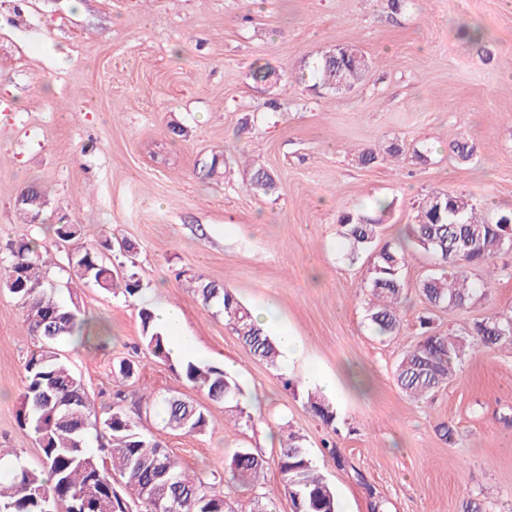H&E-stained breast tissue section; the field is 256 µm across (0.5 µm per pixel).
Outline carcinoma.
Wrapping results in <instances>:
<instances>
[{
    "instance_id": "1",
    "label": "carcinoma",
    "mask_w": 512,
    "mask_h": 512,
    "mask_svg": "<svg viewBox=\"0 0 512 512\" xmlns=\"http://www.w3.org/2000/svg\"><path fill=\"white\" fill-rule=\"evenodd\" d=\"M314 72L323 86L336 82L357 87L366 77L351 56L336 49L319 57ZM251 186L264 194L277 188L261 168L254 171ZM510 222L512 210L490 218L463 195L437 194L419 203L416 223L408 225L405 241L430 253L440 267L419 284L429 306L465 308L476 300L480 289L469 283L467 268L488 266L497 254L512 248V235L506 230ZM339 223L350 256L365 251L374 255L368 288L378 304L370 311L372 324L381 335L397 333L405 290L406 246H377L376 219L343 214ZM53 232L59 241L70 245L67 266L77 278L125 297L141 291L135 274H118L116 266L102 261L95 248L79 242V225L55 224ZM0 282L25 309L29 332L37 341L25 363L17 421L34 433L41 450L39 468H15L7 480H0V512H59L60 505L64 512H126L129 501L115 488L114 471L136 496L141 512H235L217 492L223 476L186 471L120 406L90 417L85 387L61 354L62 345L82 337L86 320L77 305L67 306L56 299L35 242L21 241L12 248L11 259L0 268ZM194 292L205 307L224 316L258 360L277 365L276 342L233 292L200 278ZM138 317L141 344L153 357L168 363L187 383L205 390L210 400L239 416L244 414L242 389L233 377L215 365L173 360L168 338L156 325L154 313L142 308ZM420 326L425 329L424 336L405 352L394 370L402 392L418 399L433 396L448 383L463 361L466 346L491 349L512 341V315H491L474 322L466 344L458 336L431 333L427 317L420 318ZM144 400L149 409H164L165 425L172 431L201 433L208 427L207 410L201 405L152 393ZM307 405L324 425H334L336 411L324 397L311 394ZM100 427L108 434L110 456L106 458L87 446L90 430ZM265 464L249 449L240 448L228 459L227 470L238 481L254 486ZM277 466L279 492L290 499L292 512H339L336 492L319 473L301 436L288 434Z\"/></svg>"
}]
</instances>
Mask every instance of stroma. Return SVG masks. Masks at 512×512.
Here are the masks:
<instances>
[{"label": "stroma", "instance_id": "stroma-1", "mask_svg": "<svg viewBox=\"0 0 512 512\" xmlns=\"http://www.w3.org/2000/svg\"><path fill=\"white\" fill-rule=\"evenodd\" d=\"M464 24L482 28V41L463 39ZM345 44L369 70L339 95L312 70ZM258 65L276 87L253 80ZM462 138L476 148L471 160L449 149ZM363 148L375 163H360ZM258 167L276 193L251 189ZM29 186L42 194L35 223L16 204ZM442 193L492 216L512 210V0H0V262L35 241L58 299L88 319L85 343L61 352L91 412L120 405L198 473L223 471L238 448L266 460L261 485H221L235 512L279 486L292 431L340 512H372L377 501L385 512H462L469 499L482 512H512V344L468 354L427 400L394 378L421 317L433 333L460 336L491 313L512 314V252L496 257L509 270L498 279L470 268L487 292L451 309L423 300L418 286L435 260L411 250L400 329L380 336L367 316L369 260L349 258L340 233L349 212L380 218V243L402 242L415 205ZM58 223L81 225L89 244L111 239L109 262L128 264L141 292L69 278ZM197 277L251 312L275 304L302 354L274 367L256 359L199 301ZM163 304L181 310L193 360L238 380L250 422L232 427V412L144 349L138 311ZM35 348L20 303L0 287V447L30 468L40 450L15 412ZM124 359L136 376L120 381L112 371ZM324 377L336 383L331 427L306 405ZM146 388L204 406L208 429H167L140 408ZM442 423L453 442L440 437Z\"/></svg>", "mask_w": 512, "mask_h": 512}]
</instances>
